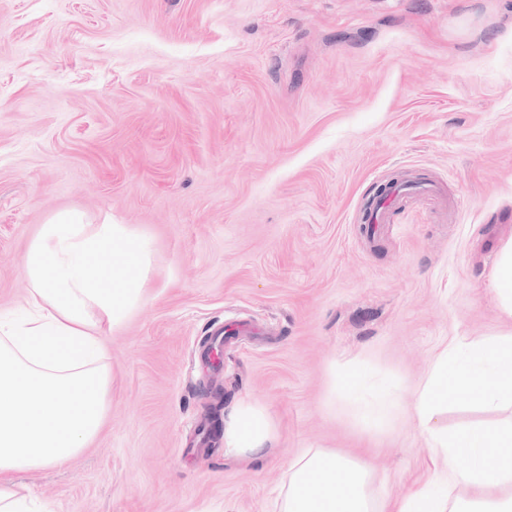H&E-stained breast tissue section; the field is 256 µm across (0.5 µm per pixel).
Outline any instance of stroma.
I'll use <instances>...</instances> for the list:
<instances>
[{
	"label": "stroma",
	"instance_id": "1",
	"mask_svg": "<svg viewBox=\"0 0 512 512\" xmlns=\"http://www.w3.org/2000/svg\"><path fill=\"white\" fill-rule=\"evenodd\" d=\"M375 238L362 207L401 174ZM150 238L144 306L106 341L112 407L73 464L21 474L40 512H273L309 448L381 496L435 465L406 405L456 339L512 331L489 284L512 239V0H0V312L56 213ZM251 323L213 368L215 323ZM403 401L364 421L332 362ZM244 396L279 428L228 458Z\"/></svg>",
	"mask_w": 512,
	"mask_h": 512
}]
</instances>
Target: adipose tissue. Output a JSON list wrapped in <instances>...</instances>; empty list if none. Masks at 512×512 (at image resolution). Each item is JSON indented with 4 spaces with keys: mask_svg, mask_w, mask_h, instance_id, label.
I'll return each instance as SVG.
<instances>
[{
    "mask_svg": "<svg viewBox=\"0 0 512 512\" xmlns=\"http://www.w3.org/2000/svg\"><path fill=\"white\" fill-rule=\"evenodd\" d=\"M21 269L26 313L0 318V512H33L18 473L66 466L98 436L112 404L105 340L143 306L154 252L130 225L70 210L41 225ZM277 437L257 398L224 420L228 457L262 458Z\"/></svg>",
    "mask_w": 512,
    "mask_h": 512,
    "instance_id": "adipose-tissue-1",
    "label": "adipose tissue"
}]
</instances>
